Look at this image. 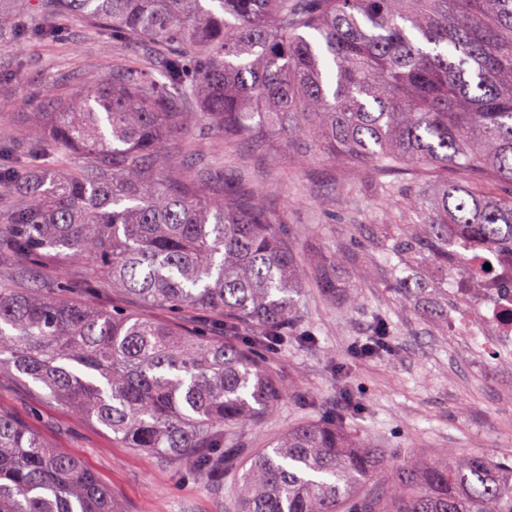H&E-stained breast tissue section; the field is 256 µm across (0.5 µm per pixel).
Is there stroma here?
Wrapping results in <instances>:
<instances>
[{
    "instance_id": "1",
    "label": "stroma",
    "mask_w": 512,
    "mask_h": 512,
    "mask_svg": "<svg viewBox=\"0 0 512 512\" xmlns=\"http://www.w3.org/2000/svg\"><path fill=\"white\" fill-rule=\"evenodd\" d=\"M153 57L152 45L115 41L111 32L78 14L51 39L14 41L0 50V134L18 133L27 114L52 94L99 82L126 60ZM166 150L191 172L207 167L213 186L234 185L261 199L303 263L297 328L312 339L260 348L265 369L286 394L273 414L241 428L240 461H250L305 421L336 422L347 434L382 449L387 469L366 482L369 495L413 460L512 456V356L491 361L449 337L447 328L431 319L426 296L396 297L394 263L372 243L379 225L419 221L400 196L388 191L389 183L425 193L445 179L467 181L466 173L409 168L392 177L375 166L327 158L308 141L288 146L267 135L259 145L247 140L228 145L220 129L205 125L189 136L169 137ZM339 249L348 261L336 293L328 294L318 287L313 266ZM44 265L69 297L90 296L118 312L170 319L189 334L214 333L204 317L170 316L114 291L108 277L90 278L85 260L52 255ZM349 288L357 291L352 304L344 299ZM379 320L387 326L385 348L353 356L352 347L368 341ZM0 411L78 458L124 512L238 510L229 489L214 488L191 464L121 447L101 425L40 398L6 365L0 366Z\"/></svg>"
}]
</instances>
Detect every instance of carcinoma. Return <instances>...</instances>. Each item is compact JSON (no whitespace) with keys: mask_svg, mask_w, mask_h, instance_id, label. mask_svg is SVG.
<instances>
[{"mask_svg":"<svg viewBox=\"0 0 512 512\" xmlns=\"http://www.w3.org/2000/svg\"><path fill=\"white\" fill-rule=\"evenodd\" d=\"M38 0L31 31L0 8V46L48 37L77 12L117 41L157 46L158 75L137 64L30 114L34 156L83 164L38 169L0 204V365L39 396L96 421L125 448L188 461L220 485L237 474L243 512H512V459L482 454L409 464L362 493L380 452L333 422L301 423L238 468L237 431L273 413L281 384L255 357L299 317L301 276L276 224L236 191L209 198L168 180L165 139L187 117L224 141L266 129L312 138L353 164L466 171L433 194L406 193L418 224H385L397 267L428 262L435 294L471 280L455 246L512 254V0ZM199 108L188 113L189 104ZM20 141L0 138V188L18 181ZM507 186L498 195L487 182ZM81 258L112 290L172 314L192 309L224 336L53 292L37 257ZM0 512H120L73 456L0 413Z\"/></svg>","mask_w":512,"mask_h":512,"instance_id":"obj_1","label":"carcinoma"}]
</instances>
